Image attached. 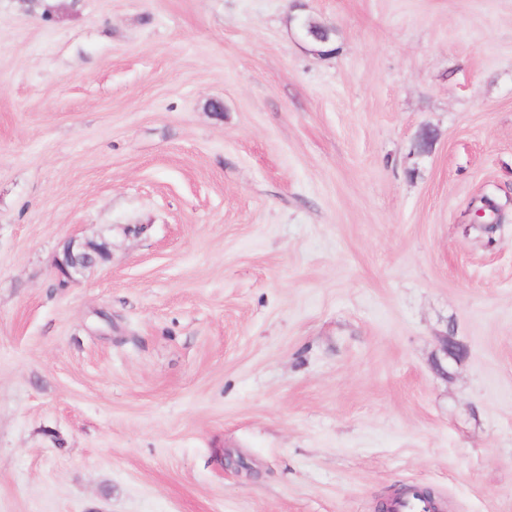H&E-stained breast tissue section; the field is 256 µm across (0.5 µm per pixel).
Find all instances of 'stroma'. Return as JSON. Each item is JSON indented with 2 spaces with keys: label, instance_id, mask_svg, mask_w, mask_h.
Here are the masks:
<instances>
[{
  "label": "stroma",
  "instance_id": "obj_1",
  "mask_svg": "<svg viewBox=\"0 0 512 512\" xmlns=\"http://www.w3.org/2000/svg\"><path fill=\"white\" fill-rule=\"evenodd\" d=\"M415 486L512 512V0H0V512ZM108 256L106 242L94 244H81L78 249L73 245L67 246L63 255L58 259L56 269L60 278L71 279L83 269L95 265Z\"/></svg>",
  "mask_w": 512,
  "mask_h": 512
}]
</instances>
